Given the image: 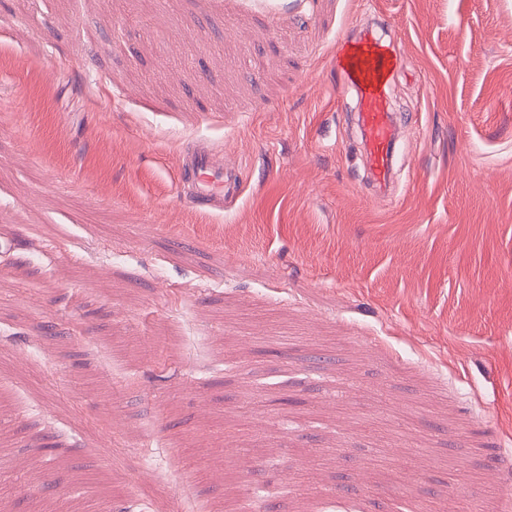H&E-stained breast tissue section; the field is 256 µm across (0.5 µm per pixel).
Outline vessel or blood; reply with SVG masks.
<instances>
[{
    "label": "vessel or blood",
    "mask_w": 512,
    "mask_h": 512,
    "mask_svg": "<svg viewBox=\"0 0 512 512\" xmlns=\"http://www.w3.org/2000/svg\"><path fill=\"white\" fill-rule=\"evenodd\" d=\"M357 49L340 85L352 95L366 158L368 174L378 192H385L393 177L399 121L394 112L389 79L399 70V49L385 40L383 31L367 26L357 30ZM180 184L189 186L197 207L223 211L225 198L238 187L232 169L224 167L213 153L200 148L188 155L181 168Z\"/></svg>",
    "instance_id": "obj_1"
}]
</instances>
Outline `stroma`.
Listing matches in <instances>:
<instances>
[{"label": "stroma", "instance_id": "stroma-1", "mask_svg": "<svg viewBox=\"0 0 512 512\" xmlns=\"http://www.w3.org/2000/svg\"><path fill=\"white\" fill-rule=\"evenodd\" d=\"M372 19L379 200L337 57ZM5 242L0 512H224L235 457L264 512H512V0H0ZM179 185L190 186V197L197 207L215 212L224 210V199L238 192L235 174L213 153L198 148L183 163Z\"/></svg>", "mask_w": 512, "mask_h": 512}]
</instances>
